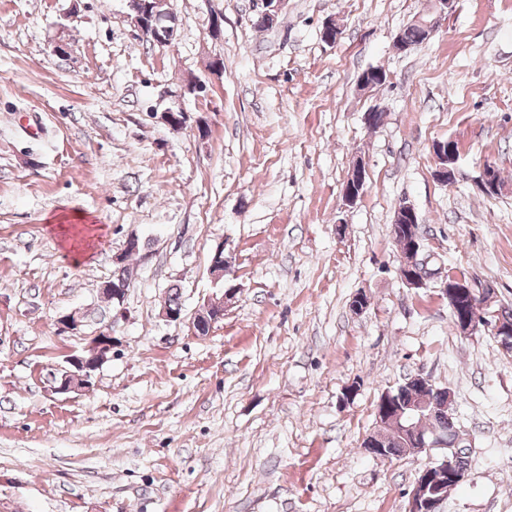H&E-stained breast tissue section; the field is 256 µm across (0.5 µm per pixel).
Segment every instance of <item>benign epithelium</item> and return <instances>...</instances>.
Instances as JSON below:
<instances>
[{"mask_svg":"<svg viewBox=\"0 0 512 512\" xmlns=\"http://www.w3.org/2000/svg\"><path fill=\"white\" fill-rule=\"evenodd\" d=\"M259 5L258 17L269 27L276 24L287 0H256ZM142 0H126L134 27L142 36L154 44H162L171 39L174 32L168 27L157 28L146 25L140 5ZM208 4V30L210 35L217 39L221 36L224 26V14L214 7L212 0H205ZM451 0H431V10L424 16L416 19L419 26L435 30L443 16L448 14ZM365 187V168L358 164L349 173L345 187L344 197L349 203H354L363 194ZM400 280L409 288H425L429 272L418 259L404 263L398 270ZM439 288L448 298L453 323L463 336L487 334L498 336L505 340L512 339V322L505 321L497 312L484 309L488 290H477L470 281L462 276L443 277L438 281ZM224 318V308L207 306L199 310L193 319L192 325L198 334H203V328H212L219 320ZM112 357V335L108 331H101L91 338L89 355L74 356L69 360L71 369L65 370L59 377L53 378L52 389L63 394L79 388L89 387L92 373L99 369ZM414 385L419 395L411 400L410 408L414 411L430 410V414L448 413V406H429L430 392L437 391L435 383L426 376L417 375L408 380ZM392 394L387 391L376 406L375 418L380 430L371 434L364 445V450L372 457L380 460L391 458L389 449L382 441L381 429L386 428L396 432L406 446L407 453L417 457L433 448L443 450L436 459L428 462L419 470L413 489L411 490L408 512H440V508L447 498L448 485L462 482L467 475V468L459 463L458 443L463 436L455 430L451 433L441 430L427 431L415 421L412 414L405 412L397 403L391 401Z\"/></svg>","mask_w":512,"mask_h":512,"instance_id":"benign-epithelium-1","label":"benign epithelium"}]
</instances>
